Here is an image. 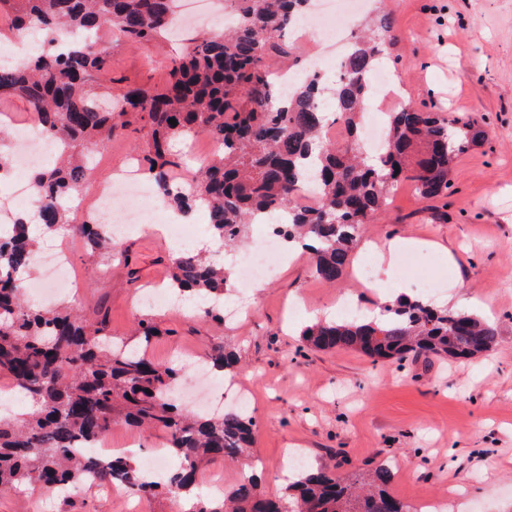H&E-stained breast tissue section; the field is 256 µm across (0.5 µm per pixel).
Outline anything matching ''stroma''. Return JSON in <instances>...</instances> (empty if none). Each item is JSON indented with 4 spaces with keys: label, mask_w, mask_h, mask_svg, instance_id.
Wrapping results in <instances>:
<instances>
[{
    "label": "stroma",
    "mask_w": 512,
    "mask_h": 512,
    "mask_svg": "<svg viewBox=\"0 0 512 512\" xmlns=\"http://www.w3.org/2000/svg\"><path fill=\"white\" fill-rule=\"evenodd\" d=\"M372 12L392 19L396 38L386 62L402 100L429 104L487 125L488 138L459 154L447 199L397 192L384 217L366 232L378 244L425 246V276L443 287L438 305L493 321L498 343L473 360L411 358L372 363L353 350L315 351L300 335L311 312L336 299L364 303L371 288L345 277L322 283L308 255L284 263L252 288L251 314L220 324L185 302L145 307L139 296L167 278L173 253L165 240L133 225L113 258H90L86 243L63 233L61 246L84 278L81 309L104 307L109 329L129 337L135 322L158 326L149 357L180 363L204 358L225 341L235 347L236 373L249 391L258 426L253 449L264 492L284 489L290 449L312 464L347 475L380 463L393 467V495L407 506L447 499L445 512H512V0H374ZM113 77L162 86L170 44L128 42L103 33ZM140 120L119 130L103 150L119 166L144 155ZM123 512L121 497L73 493L71 504L29 490L0 491V512Z\"/></svg>",
    "instance_id": "obj_1"
}]
</instances>
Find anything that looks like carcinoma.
Segmentation results:
<instances>
[{
    "instance_id": "obj_1",
    "label": "carcinoma",
    "mask_w": 512,
    "mask_h": 512,
    "mask_svg": "<svg viewBox=\"0 0 512 512\" xmlns=\"http://www.w3.org/2000/svg\"><path fill=\"white\" fill-rule=\"evenodd\" d=\"M177 0H0L9 32L36 30L43 49L24 61L0 66V100L19 97L34 110L35 123L66 159L35 171V221L45 228L69 225L70 232L96 250L112 248L102 224L70 223L66 200L81 192L90 156L104 140L128 126L127 116L145 121L144 161L160 200L187 214L208 212L211 237L241 245L255 218L292 212L287 241L301 238L316 277L340 282L360 244L363 226L379 220L395 187L410 182L425 200L448 195L453 159L480 144L486 128L475 119L434 112L411 103L387 113L384 148L373 157L357 136L366 77L381 61L392 22L381 16L355 38L344 61L346 75L331 100L316 77L281 96L273 76L293 71L296 56L283 42L286 30L314 0H231L234 25L222 33L194 38L169 58V79L160 89L128 85L116 109L102 108L89 96L105 80L108 53L99 44L77 42L56 51L65 31L102 33L118 27L138 43L167 38ZM334 112L349 139L330 141L325 126ZM176 124H169V120ZM205 135L219 151L200 163L186 191L176 182L179 164L168 144ZM322 198L316 211L296 210L292 200L308 182ZM31 221L21 218L11 234L0 236V378L12 394L27 401L18 417L0 418V490L27 487L70 495L87 478L120 483L134 496L191 497L189 512H410L388 492L393 473L380 464L360 478L338 476L323 466L304 465L299 480L280 496L264 493L260 480L237 482L224 497L197 494L203 465L231 464L251 457L257 435L252 416L228 408L218 415L181 411L171 389L179 367L146 354L157 328L137 321L136 342L115 340L105 320L60 305L35 309L24 302L36 243ZM233 272L206 255L186 249L171 261L168 287L190 293L200 315L224 321V293ZM381 323L360 319L320 321L303 336L319 350H355L372 362H402L419 356L471 359L490 350L496 325L476 316L400 298L385 306ZM207 361L234 371L238 358L224 342L214 344ZM115 424L162 429L168 451L179 465L165 480H150L130 457L103 461L79 448L103 438Z\"/></svg>"
}]
</instances>
